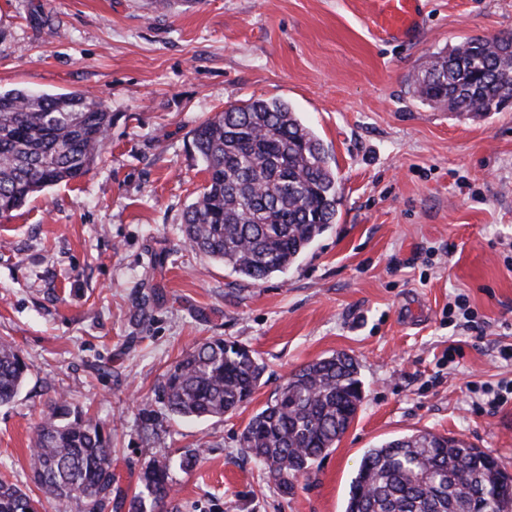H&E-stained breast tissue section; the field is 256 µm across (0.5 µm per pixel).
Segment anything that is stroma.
<instances>
[{
    "label": "stroma",
    "mask_w": 512,
    "mask_h": 512,
    "mask_svg": "<svg viewBox=\"0 0 512 512\" xmlns=\"http://www.w3.org/2000/svg\"><path fill=\"white\" fill-rule=\"evenodd\" d=\"M361 2L0 0V89L83 90L112 114L89 173L0 216V337L30 364L0 405L13 483L37 494L32 437L61 398L111 434L122 497L149 460L202 449L193 471L171 468L156 512H344L364 451L419 430L512 473V400L493 410L476 390L512 379V103L459 117L408 88L432 54L512 32V0H426L408 44L376 41ZM249 99L287 101L339 186L335 224L257 284L181 231L205 181L192 129ZM212 337L253 350L261 385L233 414L176 418L162 377ZM335 352L360 363L362 407L282 494L240 434L291 372Z\"/></svg>",
    "instance_id": "35a3bbf8"
}]
</instances>
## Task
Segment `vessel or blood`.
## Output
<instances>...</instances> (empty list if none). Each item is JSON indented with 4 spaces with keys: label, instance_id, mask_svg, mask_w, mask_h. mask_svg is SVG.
I'll list each match as a JSON object with an SVG mask.
<instances>
[{
    "label": "vessel or blood",
    "instance_id": "b4317fda",
    "mask_svg": "<svg viewBox=\"0 0 512 512\" xmlns=\"http://www.w3.org/2000/svg\"><path fill=\"white\" fill-rule=\"evenodd\" d=\"M375 36L386 43L415 38L422 25L421 0H365Z\"/></svg>",
    "mask_w": 512,
    "mask_h": 512
}]
</instances>
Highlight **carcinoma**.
I'll list each match as a JSON object with an SVG mask.
<instances>
[{"label":"carcinoma","mask_w":512,"mask_h":512,"mask_svg":"<svg viewBox=\"0 0 512 512\" xmlns=\"http://www.w3.org/2000/svg\"><path fill=\"white\" fill-rule=\"evenodd\" d=\"M419 99L477 116L512 102V33L471 38L433 54L412 78ZM112 129V113L85 92L0 90V209L12 212L43 189L87 174ZM205 183L184 214L188 245L238 276L260 283L293 265L336 223L338 185L319 138L281 100L250 99L192 130ZM30 366L0 341V404L20 392ZM255 352L221 337L198 344L161 381L178 418L232 413L260 385ZM360 364L346 353L293 371L258 410L240 446L285 495L336 447L363 402ZM35 480L47 499L83 512L112 504L111 438L71 409L51 404L33 438ZM163 461L147 463L129 512H148L172 493ZM40 499L0 478V512H38ZM345 512H512V476L496 458L446 434L417 431L367 449Z\"/></svg>","instance_id":"obj_1"}]
</instances>
